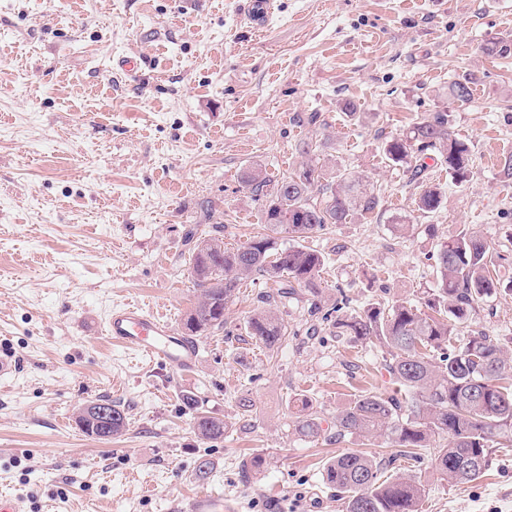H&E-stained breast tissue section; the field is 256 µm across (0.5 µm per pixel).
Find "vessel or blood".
I'll return each mask as SVG.
<instances>
[{"label":"vessel or blood","mask_w":512,"mask_h":512,"mask_svg":"<svg viewBox=\"0 0 512 512\" xmlns=\"http://www.w3.org/2000/svg\"><path fill=\"white\" fill-rule=\"evenodd\" d=\"M104 334L112 343L179 370L192 368L198 356L194 342L175 335L169 322L135 304L112 309L105 320Z\"/></svg>","instance_id":"vessel-or-blood-1"}]
</instances>
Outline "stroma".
<instances>
[{
	"label": "stroma",
	"mask_w": 512,
	"mask_h": 512,
	"mask_svg": "<svg viewBox=\"0 0 512 512\" xmlns=\"http://www.w3.org/2000/svg\"><path fill=\"white\" fill-rule=\"evenodd\" d=\"M242 2L0 0V352L19 361L0 379V495L22 512H183L199 491L224 512H344L323 467L361 451L420 481L419 512H512V447L491 448L477 481L451 485L430 458H396L383 439L299 433L301 397L327 428L362 392L394 389L387 351L334 336L304 289L278 304L288 342L275 351L247 333L272 288L260 275L228 302L223 328L198 337L188 371L104 337L109 311L132 301L182 331L197 299L186 231L229 247L268 233L240 176L259 164L281 177L308 143L328 170L358 172L383 196L374 213L307 239L326 257L324 309L342 298L357 310L424 306L432 254L464 229L512 257V178L500 166L512 153V56L484 51L512 37V0H278L263 30ZM128 56L141 59L136 73L118 67ZM466 74L470 99L451 100ZM438 110L473 162L460 185L430 165L443 204L429 216L384 146ZM473 330L512 339V294L487 298L459 334ZM186 394L223 419V439L198 437ZM104 396L129 413L109 442L76 424ZM254 456L266 460L257 473L243 468Z\"/></svg>",
	"instance_id": "stroma-1"
}]
</instances>
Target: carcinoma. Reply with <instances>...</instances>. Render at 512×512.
Masks as SVG:
<instances>
[{"mask_svg": "<svg viewBox=\"0 0 512 512\" xmlns=\"http://www.w3.org/2000/svg\"><path fill=\"white\" fill-rule=\"evenodd\" d=\"M487 51L507 58L512 39H495ZM448 94L469 100V78L452 82ZM384 152L393 164L411 169L420 188L418 209L426 213L439 209L443 195L438 185L423 178L427 166L421 160L439 163L458 184L468 181L471 173L469 144L452 134L445 112H434L405 135L388 140ZM242 183L262 202L264 223L272 234L257 235L233 248L219 237L195 241L190 269L200 296L184 319V329L196 336L222 328L228 301L245 280L259 274L273 282L276 291L264 298L267 307L251 316L249 330L272 350L285 341L287 327L270 305L285 293L295 294L297 286L318 296V273L326 261L310 247H279L277 235L303 240L332 224H348L378 209L381 196L354 171L327 172L318 157L276 182L252 167ZM435 264L437 279L426 302L429 314L408 301L348 312L344 300L323 314L316 307L314 313L322 314V321L331 323L336 336L349 343L375 340L384 347L390 355L386 370L403 391L399 396H357L336 415V436L386 438L400 448L401 456L427 454L441 479L465 484L484 474L488 449L512 446V347L484 331L470 333L455 346L452 341L458 327L473 319L480 302L502 290L512 291V266L467 231L441 244ZM99 402L112 412L108 431L89 419L77 423L85 434L108 441L125 431L127 414L108 397ZM183 405L193 413L200 438H224V420L199 411L196 396H184ZM301 408L306 414L299 432L320 437L325 429L309 411V401H301ZM386 467V461L375 456L347 452L326 463L325 483L345 501L346 512H418L424 487L410 475L382 478Z\"/></svg>", "mask_w": 512, "mask_h": 512, "instance_id": "obj_1", "label": "carcinoma"}]
</instances>
